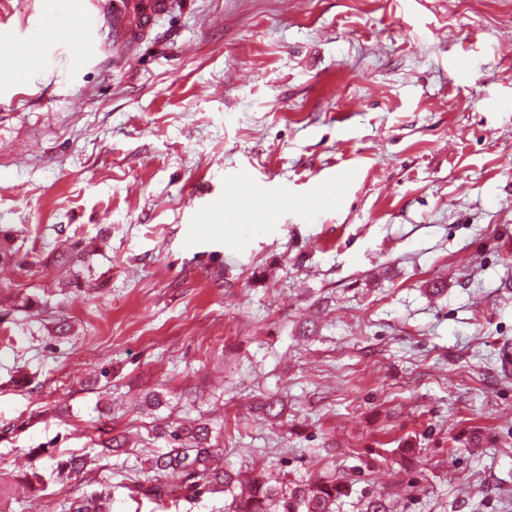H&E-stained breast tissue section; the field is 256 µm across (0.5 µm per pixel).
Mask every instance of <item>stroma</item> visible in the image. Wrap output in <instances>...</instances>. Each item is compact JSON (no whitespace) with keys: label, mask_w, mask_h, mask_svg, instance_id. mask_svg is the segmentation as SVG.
<instances>
[{"label":"stroma","mask_w":512,"mask_h":512,"mask_svg":"<svg viewBox=\"0 0 512 512\" xmlns=\"http://www.w3.org/2000/svg\"><path fill=\"white\" fill-rule=\"evenodd\" d=\"M50 2L69 25L68 0H0V32ZM168 2L130 46L102 17L0 84V226L28 254L0 276V507L224 512L128 495L195 419L225 469L346 482L336 512H512V0ZM103 232L95 290L57 289L48 254ZM112 429L128 448L97 458Z\"/></svg>","instance_id":"stroma-1"}]
</instances>
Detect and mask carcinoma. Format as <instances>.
<instances>
[{
  "label": "carcinoma",
  "mask_w": 512,
  "mask_h": 512,
  "mask_svg": "<svg viewBox=\"0 0 512 512\" xmlns=\"http://www.w3.org/2000/svg\"><path fill=\"white\" fill-rule=\"evenodd\" d=\"M15 241L11 231L0 229L1 265L17 263ZM96 251L90 241H66L53 254V263L67 268L79 257L86 263ZM256 412L266 421H278L284 415L283 401L269 398L257 406ZM159 435L168 438L169 448L143 461V469L151 474L150 484L135 482L129 487L132 497L143 495L174 504L189 493L229 492L231 501L225 505V512H334L336 500L349 493L346 484L334 480L308 486L271 485L262 474L244 476L214 467L222 445L211 422L182 421L159 428ZM169 471L180 475V484L161 480Z\"/></svg>",
  "instance_id": "cac0c4a2"
}]
</instances>
